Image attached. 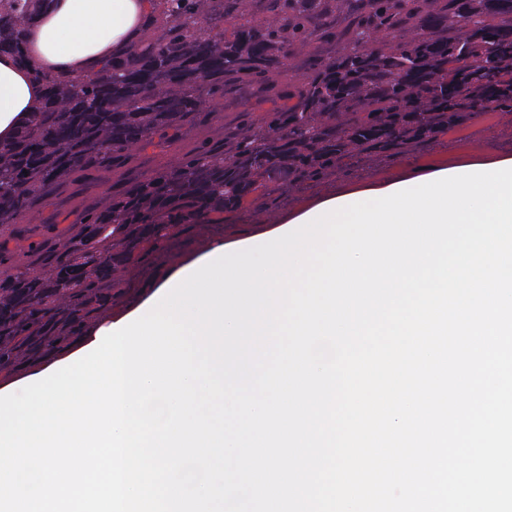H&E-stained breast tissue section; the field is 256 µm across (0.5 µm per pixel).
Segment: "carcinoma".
I'll return each instance as SVG.
<instances>
[{
    "mask_svg": "<svg viewBox=\"0 0 512 512\" xmlns=\"http://www.w3.org/2000/svg\"><path fill=\"white\" fill-rule=\"evenodd\" d=\"M44 0H0V51L23 55ZM207 17L205 30L198 28ZM316 45L301 64L295 50ZM512 0H154L138 45L93 76L31 67L45 94L0 140V373L89 328L201 214L276 206L361 157L429 145L512 111ZM294 69L288 92L224 145L157 166L54 243L28 215L58 186L175 142L234 87Z\"/></svg>",
    "mask_w": 512,
    "mask_h": 512,
    "instance_id": "1",
    "label": "carcinoma"
}]
</instances>
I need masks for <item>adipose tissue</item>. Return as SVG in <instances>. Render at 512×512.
<instances>
[{
    "instance_id": "1",
    "label": "adipose tissue",
    "mask_w": 512,
    "mask_h": 512,
    "mask_svg": "<svg viewBox=\"0 0 512 512\" xmlns=\"http://www.w3.org/2000/svg\"><path fill=\"white\" fill-rule=\"evenodd\" d=\"M149 0H51L28 27L29 55L59 75L91 74L129 49L150 14ZM44 90L16 55L0 54V139H9Z\"/></svg>"
}]
</instances>
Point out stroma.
<instances>
[{
  "label": "stroma",
  "instance_id": "35a3bbf8",
  "mask_svg": "<svg viewBox=\"0 0 512 512\" xmlns=\"http://www.w3.org/2000/svg\"><path fill=\"white\" fill-rule=\"evenodd\" d=\"M291 75L271 74L265 86H246L228 91L219 99L210 114L201 115L186 125L179 146H168L166 141L155 139L142 149L133 151L119 166L103 168L96 173L72 178L39 204L33 212L37 224H74L81 213L100 206L106 197L127 190L135 181L146 176L157 164L175 163L180 154L203 144L222 145L225 136L242 122L245 109L261 111L268 108L270 91H286ZM454 148L453 134L421 149H414L393 157H368L357 166L332 174L325 179L297 187L283 196L275 212L249 207L225 215L223 225L209 219L197 220L190 232L183 236L168 256L150 267L131 270L127 278L129 289L118 299L105 316L114 322L120 316L139 308L156 288L178 268L205 254L221 240L243 238L269 221L284 223L290 216L307 208L317 198L336 196L345 192L352 181L365 179L377 185L397 180L408 162L419 160L432 165H445L460 160Z\"/></svg>",
  "mask_w": 512,
  "mask_h": 512
}]
</instances>
